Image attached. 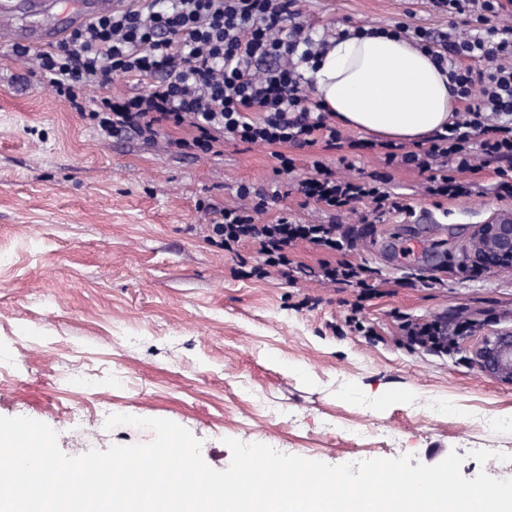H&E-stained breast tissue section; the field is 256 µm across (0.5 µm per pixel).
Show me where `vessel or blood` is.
Instances as JSON below:
<instances>
[{"mask_svg": "<svg viewBox=\"0 0 512 512\" xmlns=\"http://www.w3.org/2000/svg\"><path fill=\"white\" fill-rule=\"evenodd\" d=\"M126 0H93L89 9L69 15L61 24H54L40 30L38 35L27 36L24 30L14 23L13 17L19 13H35L40 8L39 0H0V43L28 41L38 47L49 43H58L66 39L69 33L86 19L110 13L124 6Z\"/></svg>", "mask_w": 512, "mask_h": 512, "instance_id": "1", "label": "vessel or blood"}]
</instances>
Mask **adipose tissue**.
Wrapping results in <instances>:
<instances>
[{"instance_id":"obj_1","label":"adipose tissue","mask_w":512,"mask_h":512,"mask_svg":"<svg viewBox=\"0 0 512 512\" xmlns=\"http://www.w3.org/2000/svg\"><path fill=\"white\" fill-rule=\"evenodd\" d=\"M306 75L338 123L386 140L420 142L455 117L447 72L404 38L330 39Z\"/></svg>"}]
</instances>
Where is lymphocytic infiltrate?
Returning a JSON list of instances; mask_svg holds the SVG:
<instances>
[{
    "mask_svg": "<svg viewBox=\"0 0 512 512\" xmlns=\"http://www.w3.org/2000/svg\"><path fill=\"white\" fill-rule=\"evenodd\" d=\"M435 8L474 21L468 34L434 36L399 24L394 34L414 40L448 70L464 118L415 151L398 152L386 143V164L400 163L429 172V195L457 198L471 193L459 174L472 171L475 157L496 164L499 186L512 193V21L503 0H432ZM297 0H130L127 6L89 19L47 50L17 48L32 56L50 78L55 94L93 121L101 139L132 133L154 140L163 127L190 126L180 138L181 153H213L224 136L269 146L305 149L341 138L326 122L322 106L310 96L291 61L315 58L310 35L294 18ZM148 80L145 91L103 97L87 103L86 89L110 86L117 77ZM314 177L297 183L305 198L336 212L368 203L379 218L405 211L401 198L384 187L385 176L337 177L314 161ZM263 203L252 209L216 211L208 240L226 251L255 243L262 258L250 274L264 278L269 268L288 267V250L297 241L341 251L351 247V231L336 224H298L279 217L263 224ZM407 343L435 353L454 352L469 322L437 318L404 320Z\"/></svg>",
    "mask_w": 512,
    "mask_h": 512,
    "instance_id": "lymphocytic-infiltrate-1",
    "label": "lymphocytic infiltrate"
}]
</instances>
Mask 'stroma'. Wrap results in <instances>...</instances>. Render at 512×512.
<instances>
[{"mask_svg":"<svg viewBox=\"0 0 512 512\" xmlns=\"http://www.w3.org/2000/svg\"><path fill=\"white\" fill-rule=\"evenodd\" d=\"M297 8L317 39L365 25L448 31L430 0ZM190 133L101 140L0 45V416L64 431L70 456L153 439L131 425L105 429L109 408L187 428L216 470L231 463V438L330 465L401 455L433 465L454 452L466 478H512V427L482 423L512 416V383L474 357L483 337L512 331V269L476 273L465 262L476 225L512 210L494 169L464 174L471 195L433 197L426 175L386 166L370 134L347 127L343 137L365 148H291L288 173L273 147L229 138L219 155H181L172 142ZM317 160L341 176L388 173L391 191L435 215L419 237L410 215L391 214L357 238L350 258L370 271L368 295L323 280L322 263L338 255L308 242L290 251L292 277L256 279L246 275L254 245L227 252L204 239L205 206L254 205L256 193L310 177ZM367 210L334 216L293 193L267 201L260 219L355 225ZM356 302L359 330L345 322ZM406 317L462 319L471 330L457 353L434 354L401 341ZM88 374L95 388H76ZM475 449L511 459L482 464Z\"/></svg>","mask_w":512,"mask_h":512,"instance_id":"1","label":"stroma"}]
</instances>
